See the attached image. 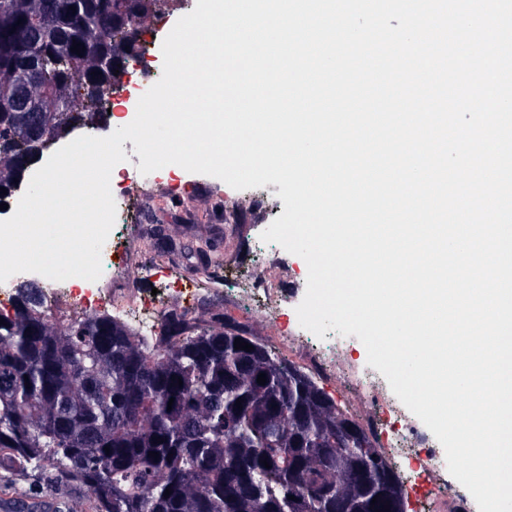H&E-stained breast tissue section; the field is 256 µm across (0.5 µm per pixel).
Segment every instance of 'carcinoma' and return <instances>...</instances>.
I'll list each match as a JSON object with an SVG mask.
<instances>
[{
    "instance_id": "carcinoma-1",
    "label": "carcinoma",
    "mask_w": 512,
    "mask_h": 512,
    "mask_svg": "<svg viewBox=\"0 0 512 512\" xmlns=\"http://www.w3.org/2000/svg\"><path fill=\"white\" fill-rule=\"evenodd\" d=\"M181 2L0 6V187L12 193L58 136L104 123L115 70L140 53L145 20ZM98 58L108 66L97 69ZM23 64L26 88L15 77ZM77 94L83 110L63 109ZM18 96L33 111L11 108ZM0 318V493L6 477L44 475L57 492L83 487L90 512H404L398 479L361 425L218 318L172 309L159 334L134 340L106 315L53 322L28 280ZM237 338L254 350L234 349ZM8 512L70 510L41 501Z\"/></svg>"
}]
</instances>
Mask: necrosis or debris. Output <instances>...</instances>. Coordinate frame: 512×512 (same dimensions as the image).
I'll return each instance as SVG.
<instances>
[{
  "label": "necrosis or debris",
  "mask_w": 512,
  "mask_h": 512,
  "mask_svg": "<svg viewBox=\"0 0 512 512\" xmlns=\"http://www.w3.org/2000/svg\"><path fill=\"white\" fill-rule=\"evenodd\" d=\"M124 153L125 161L112 170L115 182L112 195L117 207V223L132 224L136 221L138 202L154 196V182L140 172L141 160L132 141H125ZM102 252L112 256L113 262L98 280L85 281L80 287L44 280L50 308L67 306L84 311L93 307L116 322L132 326L136 336L152 335L164 318L167 301L162 296L146 298L137 282L143 273L164 266L165 258L156 256L134 231L117 241L106 240ZM238 276L247 285L239 300L247 304L252 318L265 322L272 351L293 360L313 379L330 382L336 387L340 408L356 417L384 458L396 459L403 475V492L411 493L412 479L418 476L430 487L423 504L425 512H472L473 504L466 496L449 492L448 469L435 450L422 448L418 437L413 440V448L403 447L409 429L407 416L387 387L352 360L346 339L337 338L327 353L315 347L306 348L307 329L296 322L282 325L276 319L287 298L274 269L261 264L239 271Z\"/></svg>",
  "instance_id": "1"
}]
</instances>
